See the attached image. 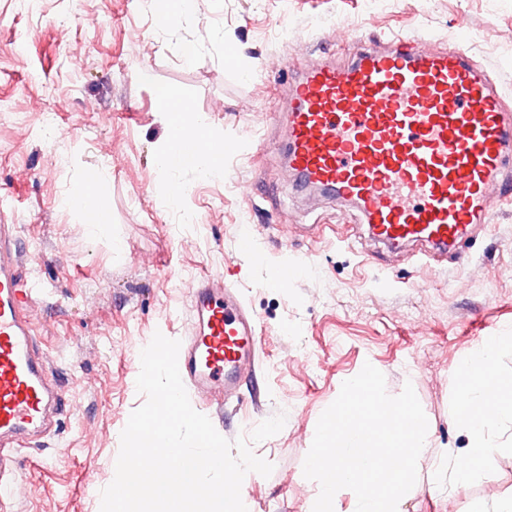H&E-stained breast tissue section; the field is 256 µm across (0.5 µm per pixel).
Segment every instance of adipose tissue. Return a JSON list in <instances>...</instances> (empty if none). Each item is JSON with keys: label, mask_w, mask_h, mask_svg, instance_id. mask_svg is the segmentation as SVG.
<instances>
[{"label": "adipose tissue", "mask_w": 512, "mask_h": 512, "mask_svg": "<svg viewBox=\"0 0 512 512\" xmlns=\"http://www.w3.org/2000/svg\"><path fill=\"white\" fill-rule=\"evenodd\" d=\"M167 123H180L189 131L199 133L201 152L193 170L198 177L221 175L224 168L223 151L213 149L211 135L199 119L180 118L174 112L166 113ZM512 347V333L503 332L491 343L472 349L463 359L459 371L471 377L483 378V385L472 388L460 397L453 411L454 421L468 436L469 451L453 473L457 482H468L480 463L496 450L498 442L494 433L496 424L512 425V379L496 373L497 354L501 347Z\"/></svg>", "instance_id": "adipose-tissue-1"}]
</instances>
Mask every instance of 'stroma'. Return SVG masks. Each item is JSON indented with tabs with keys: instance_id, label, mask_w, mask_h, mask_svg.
I'll return each instance as SVG.
<instances>
[{
	"instance_id": "obj_1",
	"label": "stroma",
	"mask_w": 512,
	"mask_h": 512,
	"mask_svg": "<svg viewBox=\"0 0 512 512\" xmlns=\"http://www.w3.org/2000/svg\"><path fill=\"white\" fill-rule=\"evenodd\" d=\"M395 31L438 50L465 39L476 63L512 76V0H198L196 19L168 26L148 0H0V222L19 226L50 292L33 325L66 402L47 446L19 454L18 512H100L120 433L145 401L140 352L157 332L184 340L187 287L204 276L239 289L262 336L221 435L286 416L252 446L274 469L248 484L247 512H312L303 462L317 421L367 363L390 395L412 384L428 420L406 512H493L512 500V447L467 484L430 485L436 457L467 451L452 418L458 365L512 330V205L471 228L457 262L390 255L349 206L284 176L285 127L263 125L287 112L292 77ZM159 85L228 145L222 175L184 173L176 209L158 163ZM93 166L105 169L95 192L109 216L95 234L65 203ZM248 228L259 255L237 250ZM299 256L306 266L281 278Z\"/></svg>"
}]
</instances>
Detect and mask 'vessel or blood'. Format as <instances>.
<instances>
[{
    "label": "vessel or blood",
    "mask_w": 512,
    "mask_h": 512,
    "mask_svg": "<svg viewBox=\"0 0 512 512\" xmlns=\"http://www.w3.org/2000/svg\"><path fill=\"white\" fill-rule=\"evenodd\" d=\"M504 87L469 46L420 48L412 34L384 36L345 63L324 61L287 87L286 170L303 185L352 202L369 234L421 257L447 253L475 224L512 201V113ZM172 154L197 156L194 134L175 128ZM25 252L0 224V512H16L20 446L54 432L64 405L36 336L41 290L23 273ZM191 334L178 355L185 388L216 409L250 375L257 318L230 285L190 288Z\"/></svg>",
    "instance_id": "1"
}]
</instances>
